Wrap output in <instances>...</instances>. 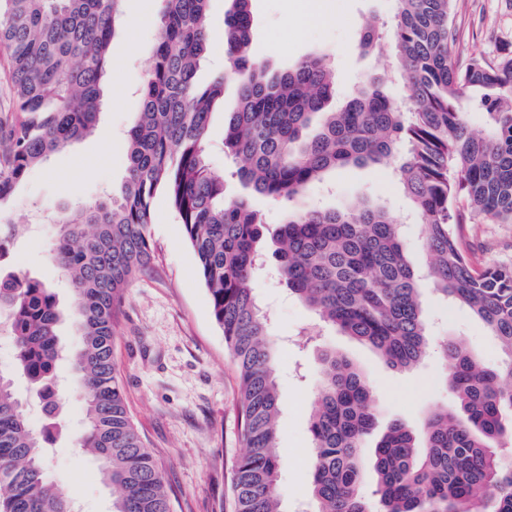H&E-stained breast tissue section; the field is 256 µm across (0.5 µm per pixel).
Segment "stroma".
I'll return each mask as SVG.
<instances>
[{
  "instance_id": "35a3bbf8",
  "label": "stroma",
  "mask_w": 512,
  "mask_h": 512,
  "mask_svg": "<svg viewBox=\"0 0 512 512\" xmlns=\"http://www.w3.org/2000/svg\"><path fill=\"white\" fill-rule=\"evenodd\" d=\"M329 2L338 20L322 28L286 25V17L297 13L299 0H251L250 55L276 72L313 53L326 54L336 74L331 105L338 109L364 77L380 72L390 54L386 40L372 54L361 53L358 45L364 18H388L394 2ZM231 4L232 0L210 2L215 36L196 76L199 85H207L225 68L222 32ZM453 23L460 32L452 48L457 64H465L475 52L493 59L502 50L512 51V0H456ZM157 37L153 22L119 30L110 45L111 55L119 59L114 82L118 103H105L91 136L31 167L10 198L0 203V220L16 227L14 268L54 288L60 308H69L72 291L51 258L43 219L119 191L126 174L128 131L137 119L139 89ZM236 104V87L226 83L207 135L211 167L224 173L230 197L241 191L232 175L234 163L224 151V128ZM364 198L378 199L389 207L403 224L409 259L424 265L427 253L421 226L410 216L407 200L386 167L349 166L329 172L309 187L304 201L340 208ZM463 233L476 267L512 262V223L467 224ZM149 234L155 260L131 282L121 307L114 340L118 377L130 416L172 491L173 512L228 510L231 464L243 451L237 422V368L213 318L184 226L165 196H157L153 203ZM273 251V245H266V270L257 283V294L273 317L271 340L280 396L278 493L286 512H303L312 479L309 415L320 384L323 349L344 355L370 385L378 418L367 446H374L394 419L420 432L429 411L452 405L454 398L445 382L447 366L438 353H430L408 370L391 368L292 296L277 272ZM423 298L432 343L452 338L481 364L494 368L502 363L498 340L468 308L440 301L429 287L424 288ZM60 418L47 478L67 488L82 512H110L112 490L102 483L98 462L77 445L84 418L77 390L67 393Z\"/></svg>"
}]
</instances>
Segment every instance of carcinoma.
<instances>
[{
	"label": "carcinoma",
	"mask_w": 512,
	"mask_h": 512,
	"mask_svg": "<svg viewBox=\"0 0 512 512\" xmlns=\"http://www.w3.org/2000/svg\"><path fill=\"white\" fill-rule=\"evenodd\" d=\"M123 0H0V44L9 49L11 89L26 118L0 125V203L27 170L88 135L96 123L109 45ZM158 39L128 131L125 180L118 194L59 212L53 258L71 285L77 348L65 355L55 293L20 272L0 277L19 369L49 408L31 426L0 369V512H76L63 487L47 480L48 445L58 433L63 394L55 391L66 359L84 403L78 447L101 462L112 486L111 512H171L161 470L132 421L117 376L114 337L125 292L153 259L152 204L166 196L184 225L216 323L239 377L238 422L246 452L232 465L233 512H285L277 493L279 393L270 317L256 282L265 227L251 197L291 204L338 168L392 167L423 227L429 263L410 262L397 220L379 202L288 212L274 235L278 273L320 318L370 347L399 370L431 350L421 286L469 308L509 357L500 370L479 365L454 340L456 407L431 410L416 437L392 422L372 450L376 499L369 502L363 453L376 412L363 374L326 351L309 418L314 512H512V467L495 443L512 413V266L476 269L461 225L512 222V51L454 64L455 0H394L388 31L391 69L405 84L404 104L369 76L347 103L326 110L335 74L312 55L283 73L248 56L249 0H233L224 21L228 71L238 106L224 147L237 161L246 193L228 198L224 175L210 168L206 138L224 74L205 88L194 76L208 49L210 0H157ZM369 19L359 48L386 33ZM482 113L474 133L468 112Z\"/></svg>",
	"instance_id": "cac0c4a2"
}]
</instances>
